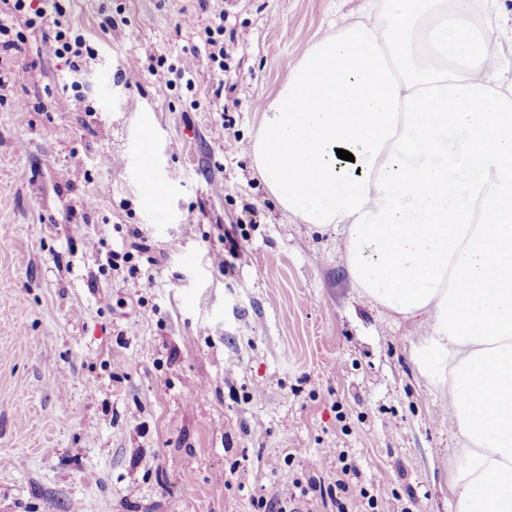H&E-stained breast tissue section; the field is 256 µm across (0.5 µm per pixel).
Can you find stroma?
<instances>
[{"label":"stroma","instance_id":"obj_1","mask_svg":"<svg viewBox=\"0 0 512 512\" xmlns=\"http://www.w3.org/2000/svg\"><path fill=\"white\" fill-rule=\"evenodd\" d=\"M59 2L94 61L72 72L35 27L0 59L26 71L0 102V512H254L284 481L334 484L332 448L376 497L455 512L417 324L359 293L341 235L283 210L246 152L301 52L370 0H229L220 66L198 0ZM74 83L80 106L48 108ZM146 143L153 204L126 163ZM137 238L136 273L100 269Z\"/></svg>","mask_w":512,"mask_h":512}]
</instances>
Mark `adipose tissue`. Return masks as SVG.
Here are the masks:
<instances>
[{"instance_id": "adipose-tissue-1", "label": "adipose tissue", "mask_w": 512, "mask_h": 512, "mask_svg": "<svg viewBox=\"0 0 512 512\" xmlns=\"http://www.w3.org/2000/svg\"><path fill=\"white\" fill-rule=\"evenodd\" d=\"M495 2L383 0L342 22L249 146L283 209L342 235L362 294L423 324L412 360L461 443L456 512H512V17Z\"/></svg>"}]
</instances>
